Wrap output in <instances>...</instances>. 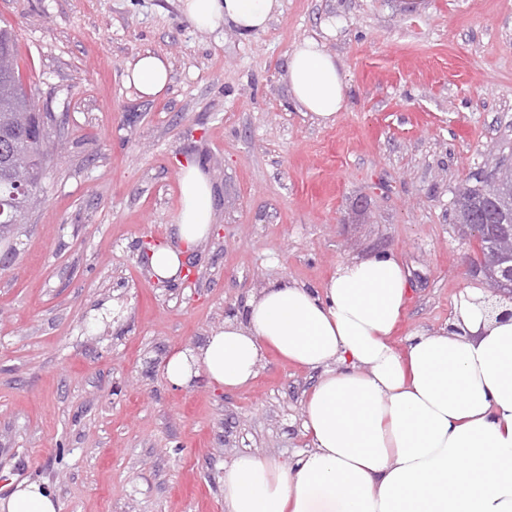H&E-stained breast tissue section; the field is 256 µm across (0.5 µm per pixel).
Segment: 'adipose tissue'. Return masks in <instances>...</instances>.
<instances>
[{
    "label": "adipose tissue",
    "instance_id": "ef3b65f1",
    "mask_svg": "<svg viewBox=\"0 0 512 512\" xmlns=\"http://www.w3.org/2000/svg\"><path fill=\"white\" fill-rule=\"evenodd\" d=\"M193 27L264 30L281 0H180ZM294 99L323 121L345 101L335 57L316 39L291 51ZM124 81L144 99L161 94L170 63L146 52ZM174 244L153 248L151 272L177 282L185 250L211 231L213 193L198 165L181 169ZM410 294L392 255L337 266L321 287L274 282L194 350L166 362L167 381L198 375L221 387L249 384L268 349L320 371L304 403L310 447L282 465L251 455L224 468V512H512V318L491 313L480 289L463 292L447 327L392 336ZM36 482L0 500V512H58Z\"/></svg>",
    "mask_w": 512,
    "mask_h": 512
}]
</instances>
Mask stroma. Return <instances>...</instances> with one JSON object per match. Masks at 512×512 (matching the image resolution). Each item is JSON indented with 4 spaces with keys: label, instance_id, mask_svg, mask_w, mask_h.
I'll return each instance as SVG.
<instances>
[{
    "label": "stroma",
    "instance_id": "obj_1",
    "mask_svg": "<svg viewBox=\"0 0 512 512\" xmlns=\"http://www.w3.org/2000/svg\"><path fill=\"white\" fill-rule=\"evenodd\" d=\"M265 31L202 30L179 0H0L23 84L56 154L0 247V499L46 486L60 512H224V467L304 451L318 371L266 351L248 385L168 383L279 279L310 287L395 254L410 297L393 336L445 327L484 287L480 243L452 223L458 189L512 162V0H281ZM336 56L345 105L325 124L293 98L303 39ZM165 93L123 81L145 52ZM213 190L193 281L153 278L181 166ZM124 81L141 98L152 99L161 94L170 81V63L158 54H139L125 68Z\"/></svg>",
    "mask_w": 512,
    "mask_h": 512
}]
</instances>
